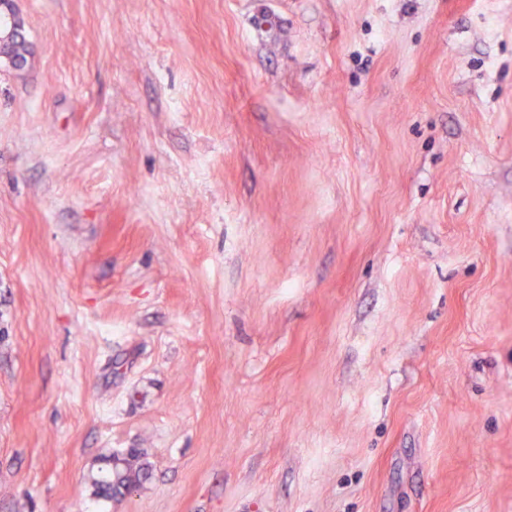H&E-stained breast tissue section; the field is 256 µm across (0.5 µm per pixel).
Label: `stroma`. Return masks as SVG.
Returning <instances> with one entry per match:
<instances>
[{
  "label": "stroma",
  "mask_w": 512,
  "mask_h": 512,
  "mask_svg": "<svg viewBox=\"0 0 512 512\" xmlns=\"http://www.w3.org/2000/svg\"><path fill=\"white\" fill-rule=\"evenodd\" d=\"M13 7L0 512H512V0ZM141 459L142 454L138 449L113 454L102 477L96 481L99 492L105 497L118 498L125 496L128 489L138 488L147 473L146 464Z\"/></svg>",
  "instance_id": "1"
}]
</instances>
